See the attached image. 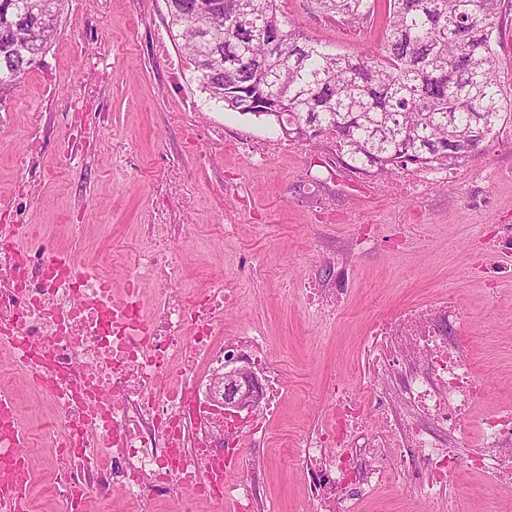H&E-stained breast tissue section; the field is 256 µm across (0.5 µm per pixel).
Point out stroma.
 Returning <instances> with one entry per match:
<instances>
[{
  "instance_id": "35a3bbf8",
  "label": "stroma",
  "mask_w": 512,
  "mask_h": 512,
  "mask_svg": "<svg viewBox=\"0 0 512 512\" xmlns=\"http://www.w3.org/2000/svg\"><path fill=\"white\" fill-rule=\"evenodd\" d=\"M283 2L308 37L338 53L368 52L385 36L384 15L354 30L313 16L305 0ZM169 25L165 0H69L41 65L0 100V110L15 115L12 133L0 137V211L19 203L21 174L9 157L37 148L42 177L26 222L90 264L112 250L119 287L128 276L119 254L145 245L142 224L164 202L169 167L183 171L196 203L170 243L183 268L178 286L196 292L209 270L223 265L239 288L225 333L257 322L281 371L276 413L263 432L244 438L263 466L265 512H315L306 466L290 446L334 428L330 379L362 387L367 429L402 417L390 377L370 382L363 344L373 317L415 303L448 295L461 316L453 331L466 337L485 392L455 451L463 459L478 451L479 421L506 406L499 383L512 378V301L495 298L479 273L499 261L480 255L482 236L512 225V120L499 121L493 137L452 167L360 172L332 136L289 139L265 119L209 100ZM86 81L96 86L88 111L106 119L83 133L71 114ZM31 112L42 115L36 143L28 136ZM218 127L226 143L216 152ZM261 142L264 160L242 149ZM67 224L84 231L68 237ZM218 225L233 231L215 236ZM310 278L346 288L336 316L319 319L306 310L299 285ZM398 455L383 449L384 481L354 512H433L399 474ZM444 512H512V485L464 471L448 481Z\"/></svg>"
}]
</instances>
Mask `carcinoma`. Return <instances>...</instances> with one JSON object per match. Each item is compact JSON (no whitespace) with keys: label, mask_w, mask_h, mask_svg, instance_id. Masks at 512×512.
<instances>
[{"label":"carcinoma","mask_w":512,"mask_h":512,"mask_svg":"<svg viewBox=\"0 0 512 512\" xmlns=\"http://www.w3.org/2000/svg\"><path fill=\"white\" fill-rule=\"evenodd\" d=\"M68 0H0V99L49 49ZM209 99L265 116L282 134L336 137L353 168L386 173L462 160L512 113L494 33L501 0H386V37L337 54L288 20L281 0H166ZM376 0H308L314 15L360 25Z\"/></svg>","instance_id":"cac0c4a2"}]
</instances>
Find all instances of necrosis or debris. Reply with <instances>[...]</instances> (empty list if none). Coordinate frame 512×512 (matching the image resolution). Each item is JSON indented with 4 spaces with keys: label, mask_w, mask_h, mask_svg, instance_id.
Returning a JSON list of instances; mask_svg holds the SVG:
<instances>
[{
    "label": "necrosis or debris",
    "mask_w": 512,
    "mask_h": 512,
    "mask_svg": "<svg viewBox=\"0 0 512 512\" xmlns=\"http://www.w3.org/2000/svg\"><path fill=\"white\" fill-rule=\"evenodd\" d=\"M191 204L184 192L175 208L150 216V244L120 288L77 256L61 255L22 212L0 224V350L55 408L51 417L24 419L16 391L0 385V512L19 492L24 512H98L115 497L124 512H140L148 498L194 512L198 500L212 497L231 501L234 512H263L261 466L244 456L242 438L276 409L278 375L255 326L219 334L236 288L220 276L193 295L177 288L168 243ZM146 280L158 296L150 315L139 294ZM458 319L445 296L373 322L369 370L393 373L402 404L417 418L385 424L383 439H364L360 401L332 384L335 432L307 437L298 450L316 476L318 512H353L383 479L375 450L385 444L402 449L401 472L425 501H440L462 466L512 484L511 408L482 418V447L466 462L449 445L484 390L463 337L448 333ZM239 357L264 376L262 414L224 406L216 382ZM44 440L56 452L40 467L28 448ZM231 467L241 477H229Z\"/></svg>",
    "instance_id": "necrosis-or-debris-1"
}]
</instances>
